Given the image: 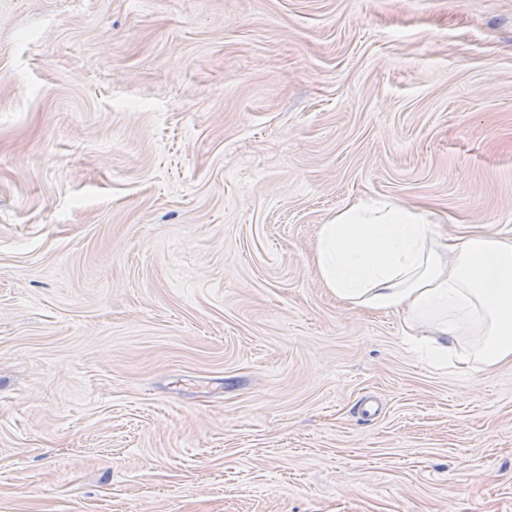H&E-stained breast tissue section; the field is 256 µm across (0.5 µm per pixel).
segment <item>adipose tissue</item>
<instances>
[{
	"label": "adipose tissue",
	"instance_id": "obj_1",
	"mask_svg": "<svg viewBox=\"0 0 512 512\" xmlns=\"http://www.w3.org/2000/svg\"><path fill=\"white\" fill-rule=\"evenodd\" d=\"M316 265L349 307L397 312L407 332L424 331L436 366L454 360L487 372L512 363V238L447 237L416 208L358 199L322 225ZM465 334L476 341L461 351Z\"/></svg>",
	"mask_w": 512,
	"mask_h": 512
}]
</instances>
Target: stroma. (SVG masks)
<instances>
[{
	"instance_id": "35a3bbf8",
	"label": "stroma",
	"mask_w": 512,
	"mask_h": 512,
	"mask_svg": "<svg viewBox=\"0 0 512 512\" xmlns=\"http://www.w3.org/2000/svg\"><path fill=\"white\" fill-rule=\"evenodd\" d=\"M360 197L512 237V0H0V512H512V367L319 278Z\"/></svg>"
}]
</instances>
